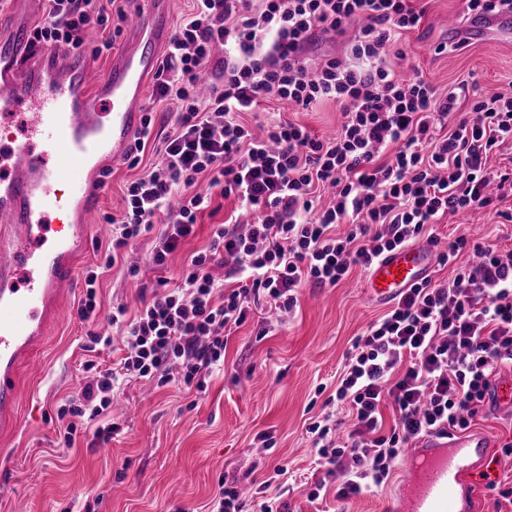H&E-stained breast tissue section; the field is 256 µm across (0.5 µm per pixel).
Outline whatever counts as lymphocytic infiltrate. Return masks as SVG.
<instances>
[{
	"label": "lymphocytic infiltrate",
	"mask_w": 512,
	"mask_h": 512,
	"mask_svg": "<svg viewBox=\"0 0 512 512\" xmlns=\"http://www.w3.org/2000/svg\"><path fill=\"white\" fill-rule=\"evenodd\" d=\"M46 2L34 40L66 51L84 49L88 29L127 16L120 0ZM194 2L152 82L154 102L176 99L181 110L156 162L126 190L112 250L154 234L149 261L162 267L199 214L219 212L223 200L255 217L215 225L207 252L136 311L113 307L115 335L91 342L121 343L124 355L108 368L85 363L91 377L79 399L57 411L69 446L78 426L108 415L125 381L203 389L224 364L231 329L261 300L291 313L302 285L333 287L353 268L370 271L443 216L486 208L494 191L512 187V173L488 166L492 150L512 142V95L473 101L463 118L462 88L442 96L422 75L402 79L388 66L399 35L421 22L410 0ZM318 32L348 35L344 56L310 64L303 52ZM218 50L222 66L200 95L198 75ZM270 96L305 110L336 102L343 121L328 138L284 120L255 133L241 115ZM325 190L332 200L317 207ZM437 260L452 277L407 289L356 337L336 380L346 437L329 414L306 429L317 468L341 480L339 499L385 484L412 440L469 428L512 365V250L461 236Z\"/></svg>",
	"instance_id": "1"
}]
</instances>
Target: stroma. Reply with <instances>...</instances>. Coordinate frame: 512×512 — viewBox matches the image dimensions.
Masks as SVG:
<instances>
[{
  "label": "stroma",
  "mask_w": 512,
  "mask_h": 512,
  "mask_svg": "<svg viewBox=\"0 0 512 512\" xmlns=\"http://www.w3.org/2000/svg\"><path fill=\"white\" fill-rule=\"evenodd\" d=\"M412 5L423 17L417 29L398 40L407 53L400 72L422 73L442 94L463 81L474 98L492 89L512 91V45H460L450 37L449 17L468 19L465 0H413ZM242 119L251 126L290 120L330 136L339 129L342 114L331 101L302 110L271 98ZM155 159L153 148H146L140 168ZM140 168L124 161L113 169L101 214H122L125 187ZM236 206L230 198L215 216H201L195 235L178 246L166 266L149 262L151 237L139 239L127 263L101 276L103 309L119 302L136 307L159 280H176L188 256L208 245L212 224L224 221ZM433 233L444 244L478 233L495 248H512V194L492 209L444 216ZM131 264L136 274H129ZM366 280L356 269L335 287L300 288L296 309L282 321L273 305L261 303L233 329L224 368L208 379L205 391L174 386L148 391L127 382L112 407L111 418L119 427L112 441L101 443L89 427L69 450L58 445L56 410L79 392L88 335L110 326L105 316L89 323L78 320L83 288L65 294L59 301L61 314L51 320L34 362L20 373L18 423L0 432V512L19 506L24 512H209L224 479L241 485L253 479L285 484L290 512H382L404 465H397L376 492L344 501L331 490L324 498H308L311 485L324 476L306 433L311 418L326 410L318 388L335 387L354 338L386 311L366 292ZM263 326L270 330L264 337L258 334ZM472 426L490 433L495 476L512 484V455L500 450L512 438V414L485 406ZM264 434L272 437V447L263 446ZM280 468L286 471L281 478L276 475Z\"/></svg>",
  "instance_id": "obj_1"
}]
</instances>
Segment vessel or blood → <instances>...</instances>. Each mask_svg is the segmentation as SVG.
<instances>
[{"mask_svg":"<svg viewBox=\"0 0 512 512\" xmlns=\"http://www.w3.org/2000/svg\"><path fill=\"white\" fill-rule=\"evenodd\" d=\"M169 9L170 0H140L125 46L99 76L86 54L32 46L27 18L0 34V108L27 111L24 141L0 142V413L18 403L20 365L42 342L52 304L78 283L76 258L98 227L108 173L142 129L147 80L172 37ZM459 35L512 41V12L474 14ZM71 167L78 182L65 177ZM431 265L428 249H396L370 272L368 290L393 301ZM487 402L512 412V380L497 381ZM492 446L482 431L414 440L386 512H474Z\"/></svg>","mask_w":512,"mask_h":512,"instance_id":"b4317fda","label":"vessel or blood"}]
</instances>
